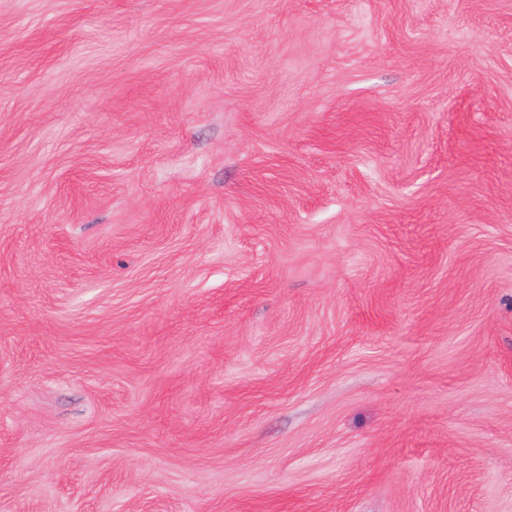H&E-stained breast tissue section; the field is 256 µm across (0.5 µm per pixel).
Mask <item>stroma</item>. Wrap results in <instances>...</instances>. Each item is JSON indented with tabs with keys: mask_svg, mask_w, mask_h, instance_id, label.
Here are the masks:
<instances>
[{
	"mask_svg": "<svg viewBox=\"0 0 512 512\" xmlns=\"http://www.w3.org/2000/svg\"><path fill=\"white\" fill-rule=\"evenodd\" d=\"M0 512H512V0H0Z\"/></svg>",
	"mask_w": 512,
	"mask_h": 512,
	"instance_id": "1",
	"label": "stroma"
}]
</instances>
